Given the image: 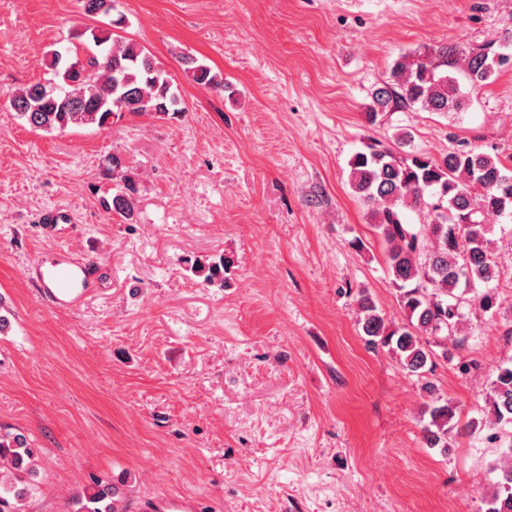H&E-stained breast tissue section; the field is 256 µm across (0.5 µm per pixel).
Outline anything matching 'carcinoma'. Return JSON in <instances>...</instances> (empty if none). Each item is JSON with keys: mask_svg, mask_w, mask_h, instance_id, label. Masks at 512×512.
Segmentation results:
<instances>
[{"mask_svg": "<svg viewBox=\"0 0 512 512\" xmlns=\"http://www.w3.org/2000/svg\"><path fill=\"white\" fill-rule=\"evenodd\" d=\"M84 36L77 33L73 35L77 42L65 51L51 52L46 67L52 78L29 83L12 94L10 104L18 119L35 130L63 132L77 126L103 128L124 112L170 119L182 114L171 77L144 47L114 31L93 32L94 48L85 61L73 62L70 56H78L86 46ZM495 53L490 43L475 50L446 45L427 49L416 59L402 57L392 67L389 80L372 91L365 106L367 123L375 125L388 113L415 105L445 114L466 111L471 97L461 85H469L474 92L489 84L502 67ZM185 71L200 86L220 83V76L195 58H185ZM69 81L78 94L64 99L61 89ZM108 171L117 180V188L103 208L130 220L136 208V184L116 155L110 158ZM350 187L371 207L373 226L387 247L391 283L407 314V323L389 324L371 297L362 292L358 299L362 332L368 346L388 348L404 370L422 377L436 353L446 358L449 349L463 346L456 333L467 288L485 289L478 297L480 310L488 312L496 304L491 283L498 276V264L488 238L492 231L489 217L512 216V168L475 148L431 157L414 151L403 155L370 144L350 162ZM424 207L434 213V221L410 223L407 212ZM228 267L221 256L196 260L189 270L213 284L224 282ZM423 390L429 398L424 442L446 453L456 406L437 396L429 381ZM486 417L497 426L512 425V365L497 368ZM34 457L24 436L0 435V461L14 471L27 470ZM496 470L486 512H512L511 447L503 452ZM112 495V484L97 482L75 502L76 512H115Z\"/></svg>", "mask_w": 512, "mask_h": 512, "instance_id": "obj_1", "label": "carcinoma"}]
</instances>
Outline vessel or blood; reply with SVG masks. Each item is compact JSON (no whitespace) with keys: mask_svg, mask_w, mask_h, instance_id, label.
<instances>
[{"mask_svg":"<svg viewBox=\"0 0 512 512\" xmlns=\"http://www.w3.org/2000/svg\"><path fill=\"white\" fill-rule=\"evenodd\" d=\"M74 222L64 208L44 211L41 229L51 238L63 237ZM37 286L45 288L52 307L70 310L82 305L99 281L98 267L85 256L59 248L36 257L27 269Z\"/></svg>","mask_w":512,"mask_h":512,"instance_id":"1","label":"vessel or blood"}]
</instances>
